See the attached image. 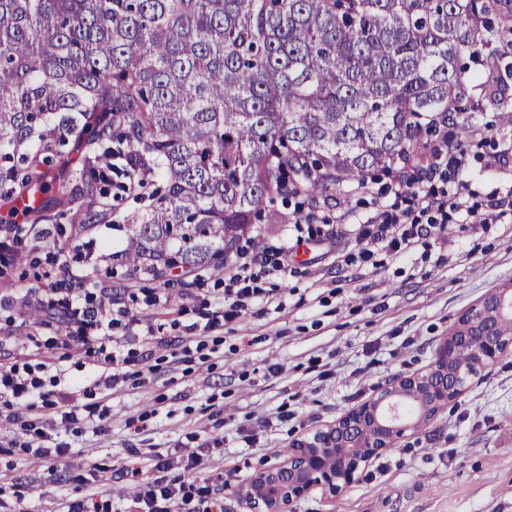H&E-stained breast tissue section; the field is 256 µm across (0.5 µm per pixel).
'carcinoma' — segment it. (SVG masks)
I'll return each instance as SVG.
<instances>
[{"label": "carcinoma", "instance_id": "1", "mask_svg": "<svg viewBox=\"0 0 512 512\" xmlns=\"http://www.w3.org/2000/svg\"><path fill=\"white\" fill-rule=\"evenodd\" d=\"M507 38L512 0H0V197L62 251L114 223L119 159L144 205L116 259L188 288L267 204L408 164L448 115L461 148L490 106L512 124Z\"/></svg>", "mask_w": 512, "mask_h": 512}]
</instances>
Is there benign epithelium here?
I'll return each instance as SVG.
<instances>
[{"label": "benign epithelium", "mask_w": 512, "mask_h": 512, "mask_svg": "<svg viewBox=\"0 0 512 512\" xmlns=\"http://www.w3.org/2000/svg\"><path fill=\"white\" fill-rule=\"evenodd\" d=\"M512 313V282L492 289L465 311L437 344L421 371L402 374L356 405L335 423L303 436L281 461L261 464L235 490L243 512H291L294 502L316 489L337 496L374 458L427 426L512 354V336L498 322Z\"/></svg>", "instance_id": "benign-epithelium-1"}]
</instances>
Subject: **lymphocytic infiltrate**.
Returning a JSON list of instances; mask_svg holds the SVG:
<instances>
[{"mask_svg": "<svg viewBox=\"0 0 512 512\" xmlns=\"http://www.w3.org/2000/svg\"><path fill=\"white\" fill-rule=\"evenodd\" d=\"M461 156L448 148L432 154L418 173H408L404 165H396L388 189L393 203L380 206L374 216L355 225L352 235L357 252L344 255V264L367 261L375 252L399 259L438 239L449 223L460 220L472 232H488L492 225L512 223V191L493 195L486 201L469 202L462 192H448L444 187L449 165H461ZM288 265L260 251L236 250L224 265V303L208 316V325L217 328L238 319L258 301L281 303L278 289L259 287L264 277L285 276ZM97 305H82L63 296L60 289H48L39 301L40 308L50 316L64 314L73 326L78 341L95 340L89 355L93 364L112 366L109 375L92 378L93 386H118L121 352L113 345L109 330L113 325L105 300L111 289H103ZM45 364L34 366H0V405L13 407L16 402L31 404L48 402L53 388L64 382L62 370L46 374ZM153 477L144 480L133 500L130 512H223L220 499L214 497L209 482L186 481V474L199 471L205 463L201 453L175 460L155 449L150 454Z\"/></svg>", "mask_w": 512, "mask_h": 512, "instance_id": "f902f5d3", "label": "lymphocytic infiltrate"}]
</instances>
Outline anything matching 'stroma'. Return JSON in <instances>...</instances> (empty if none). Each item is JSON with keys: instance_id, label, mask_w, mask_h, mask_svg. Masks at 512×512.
<instances>
[{"instance_id": "stroma-1", "label": "stroma", "mask_w": 512, "mask_h": 512, "mask_svg": "<svg viewBox=\"0 0 512 512\" xmlns=\"http://www.w3.org/2000/svg\"><path fill=\"white\" fill-rule=\"evenodd\" d=\"M509 140L512 127L499 124L472 135L448 189L467 187L477 202L512 190V176L487 168ZM390 180L380 172L363 187L339 184L321 208L332 237H313L305 247L295 246L289 225H258L250 247L286 258L291 269L274 282L287 291L285 307L258 302L216 330L206 329L198 309L223 302V271H205L186 294L171 293L168 307H149L152 281L112 259L127 245L125 232L97 224L76 238V250L61 253L36 248L37 227L26 224L23 247L35 249L39 266L13 259L0 265V362L58 363L71 383L89 378L86 344L68 339L64 325L46 328L14 302L66 284L67 267L88 256L96 263L84 289L88 300L102 286L118 288L117 310L181 342L145 350L115 324L111 334L130 357L122 367L127 379L116 389L78 392L53 407L0 408V512H67L97 482L108 484L114 512H127L131 482L114 474H150L148 457L158 446L179 456L215 449L198 479L224 473L232 484H246L295 439L334 423L394 377L423 369L458 316L512 281V224L480 236L453 224L449 242H432L427 255L338 268L336 255L350 246L353 224L386 203ZM271 363L282 365L281 375H267ZM70 409L80 421L69 431L60 413ZM286 409L294 418L279 420ZM255 426L256 441L246 442L242 429ZM39 446L47 455H35ZM368 469L373 481L358 477L333 498L313 492L291 512H512V355ZM214 489L224 512H242L236 495L216 481Z\"/></svg>"}]
</instances>
